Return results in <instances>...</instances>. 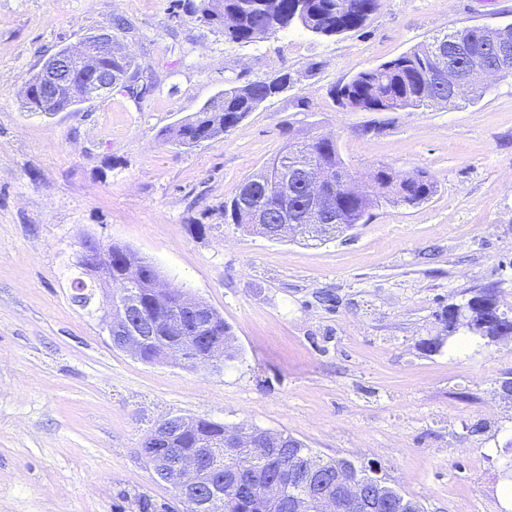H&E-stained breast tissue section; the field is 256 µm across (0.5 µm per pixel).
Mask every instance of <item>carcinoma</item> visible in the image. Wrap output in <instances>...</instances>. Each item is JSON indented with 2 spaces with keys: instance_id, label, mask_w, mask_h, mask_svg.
Returning a JSON list of instances; mask_svg holds the SVG:
<instances>
[{
  "instance_id": "carcinoma-1",
  "label": "carcinoma",
  "mask_w": 512,
  "mask_h": 512,
  "mask_svg": "<svg viewBox=\"0 0 512 512\" xmlns=\"http://www.w3.org/2000/svg\"><path fill=\"white\" fill-rule=\"evenodd\" d=\"M381 0H351L348 11L336 12V0H201L200 5L188 3L191 16L206 25L221 27L224 36L235 42H257L275 36L292 27L313 36L330 37L364 26L380 7ZM461 38L473 45L488 41V32L479 27L455 30ZM436 62L432 43L422 44L410 52L379 66L360 72L337 87L334 95L340 105L367 112H396L436 105L438 99L448 96V85H430L425 79L428 69ZM103 67L112 70V79L127 90L134 89L136 75L130 72L132 61L122 54H112L100 60ZM288 87V75H274L244 85H229L224 92L207 102L192 117L166 132L168 139L178 145H193L216 139L240 124L247 115L272 95ZM289 158L299 168L345 169L336 140L316 136L307 141H288L271 164L263 171L247 178L239 186L230 202L224 204V221L246 227L272 240L276 233L277 214L274 209L276 192L273 186L288 189L290 207L302 217L292 237L305 240L330 239L336 236V225L328 224L324 234H317L322 219L306 210V202L297 173L282 165ZM380 187L372 196L347 198L342 203L348 223L365 224L373 211L385 206H415L432 198L438 191L436 181L422 170L398 172L388 165L377 173ZM103 251L112 266V301L124 291L122 279L131 271L141 279V291L147 301L148 317L170 312L169 304L186 306L188 294L171 288L161 280L151 263L139 258L125 246L109 244ZM215 341L224 347V362L235 359L233 336L229 326L217 311H212L210 322L200 337L193 340L199 351L206 341ZM236 427H228L205 419L177 416L168 428L169 448L173 455H188L205 444L216 453L219 470H207L202 482L193 489L195 512H296L290 503L301 491L288 488L279 501L267 494L270 482L292 470H308L314 465L328 476L325 489L336 492L333 483L336 470L348 473L350 479L363 483L373 477L371 470L356 465L347 458L324 459L300 440L284 433L272 441L269 432L259 428L252 446L225 450V439ZM381 501L402 512H423L416 500L405 497L389 485L378 487Z\"/></svg>"
}]
</instances>
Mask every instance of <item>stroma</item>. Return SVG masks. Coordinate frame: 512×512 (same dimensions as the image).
Returning a JSON list of instances; mask_svg holds the SVG:
<instances>
[{
    "label": "stroma",
    "instance_id": "obj_1",
    "mask_svg": "<svg viewBox=\"0 0 512 512\" xmlns=\"http://www.w3.org/2000/svg\"><path fill=\"white\" fill-rule=\"evenodd\" d=\"M118 18L144 94L23 108L48 56ZM508 24L512 0H382L338 36L241 44L174 0H0V512H139L140 496L182 512L139 452L175 415L379 467L424 512H512V336L441 321L489 285L512 311V77L477 103L413 112L352 111L333 93L440 33ZM281 71L289 87L226 134L166 140L228 82ZM317 135L360 179L421 169L438 191L325 242L225 223L242 181L289 137ZM88 239L127 246L216 309L236 359L147 364L114 348L105 290L73 300Z\"/></svg>",
    "mask_w": 512,
    "mask_h": 512
}]
</instances>
